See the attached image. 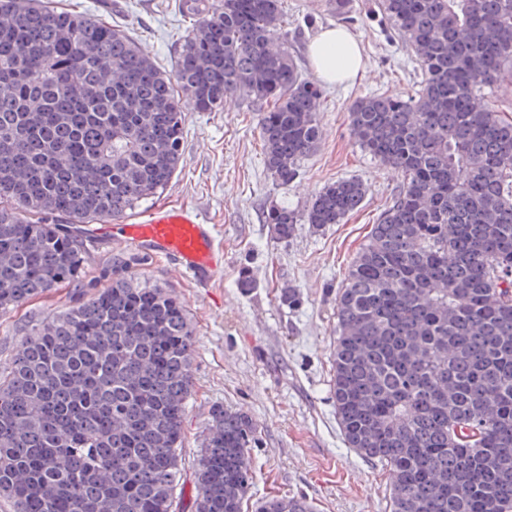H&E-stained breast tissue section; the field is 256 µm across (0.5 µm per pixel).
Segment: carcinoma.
I'll use <instances>...</instances> for the list:
<instances>
[{"label":"carcinoma","mask_w":512,"mask_h":512,"mask_svg":"<svg viewBox=\"0 0 512 512\" xmlns=\"http://www.w3.org/2000/svg\"><path fill=\"white\" fill-rule=\"evenodd\" d=\"M421 72L411 95L350 107L358 145L400 176L336 297L331 397L347 447L389 476L390 512H512V120L486 96L512 76V0H378ZM174 72L121 27L0 0V312L76 279L84 240L45 223L122 218L162 192L201 112L261 113L288 186L317 148L323 90L288 50L283 0H183ZM358 178L280 239L340 224ZM112 264V284L45 317L0 365V498L11 512H177L195 338L182 302ZM258 429L216 408L193 465L194 512H241ZM261 512H312L273 496Z\"/></svg>","instance_id":"cac0c4a2"}]
</instances>
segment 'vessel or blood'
<instances>
[{
	"mask_svg": "<svg viewBox=\"0 0 512 512\" xmlns=\"http://www.w3.org/2000/svg\"><path fill=\"white\" fill-rule=\"evenodd\" d=\"M71 232L96 244H116L169 262L172 271L198 288L212 287L224 273V247L215 225L185 206L155 209L139 223L74 224Z\"/></svg>",
	"mask_w": 512,
	"mask_h": 512,
	"instance_id": "obj_1",
	"label": "vessel or blood"
}]
</instances>
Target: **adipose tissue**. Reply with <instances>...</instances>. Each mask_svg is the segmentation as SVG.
<instances>
[{
    "label": "adipose tissue",
    "instance_id": "obj_1",
    "mask_svg": "<svg viewBox=\"0 0 512 512\" xmlns=\"http://www.w3.org/2000/svg\"><path fill=\"white\" fill-rule=\"evenodd\" d=\"M309 54L317 75L327 83L348 81L360 70V46L342 28L324 31L311 43Z\"/></svg>",
    "mask_w": 512,
    "mask_h": 512
}]
</instances>
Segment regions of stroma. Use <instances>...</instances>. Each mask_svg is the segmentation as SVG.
<instances>
[{"instance_id": "obj_1", "label": "stroma", "mask_w": 512, "mask_h": 512, "mask_svg": "<svg viewBox=\"0 0 512 512\" xmlns=\"http://www.w3.org/2000/svg\"><path fill=\"white\" fill-rule=\"evenodd\" d=\"M334 0H284L288 47L308 77L316 72L309 46L326 29L344 26L359 43L363 63L345 83L324 84L321 137L290 186L276 183L264 163L256 102L236 99L216 112L198 111L181 98L180 167L167 188L127 222L146 220L159 205H184L217 227L224 245V278L201 289L176 277L166 260L118 246L97 248L75 282L0 314V363L24 329L111 285L113 260L127 272L170 290L184 304L196 338L194 385L188 401L183 453L193 461L203 446L214 408L241 409L258 425L251 453L252 482L243 512H260L275 495H302L313 512H389L388 476L347 448L331 398L336 341V293L372 224L389 204L400 179L362 151L352 136L351 104L373 94H410L420 73L410 52L373 4L352 0L340 21ZM125 28L162 69L174 70L191 25L182 0H51ZM367 182L361 208L340 224H299L277 239L267 212L285 206L305 212L328 183ZM301 302L288 306L285 289Z\"/></svg>"}]
</instances>
